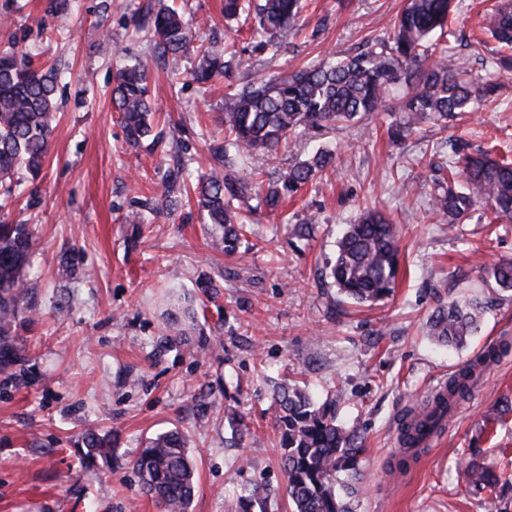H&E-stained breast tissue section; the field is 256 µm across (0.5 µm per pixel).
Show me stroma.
Wrapping results in <instances>:
<instances>
[{
    "instance_id": "35a3bbf8",
    "label": "stroma",
    "mask_w": 512,
    "mask_h": 512,
    "mask_svg": "<svg viewBox=\"0 0 512 512\" xmlns=\"http://www.w3.org/2000/svg\"><path fill=\"white\" fill-rule=\"evenodd\" d=\"M149 0H79L55 11L49 0H0L11 13L0 49L35 64L61 63L58 121L38 178L14 176L21 193L0 200V222L33 231L32 266L12 333L16 361L0 372V512H158L132 467L145 441L177 429L187 438L198 485L189 512H233L242 486H260L268 512H285L277 461L273 383L306 387L336 402L339 423H359L367 455L365 490L354 512H512V482L474 488L460 460L512 475V349L481 373L430 446L406 473L389 474L397 422L484 346L512 341V297L487 268L512 260V231L477 209L455 229L426 210L435 165L447 149L421 128L393 144L397 97L383 112L343 128L293 140L259 166L276 178L310 150L336 155L276 213L259 210L237 253L213 247L196 202L180 198L132 224L178 163L207 168V144L221 136L226 84L174 81L197 64L170 62L140 24ZM203 19L199 37L229 44L238 83L291 72L331 52L387 35L402 0H308L301 32L266 67L251 36L253 14L225 21L223 0H168ZM141 63L160 118L151 137L130 146L111 103L116 67ZM495 100L450 126L449 135L512 158V72L496 75ZM370 206L399 227L401 265L392 298L358 305L325 277L341 224ZM313 221L311 235L297 226ZM216 288L197 314L189 344L171 345L168 313L199 285ZM475 299L487 309L461 348L438 345L427 322L439 306ZM259 438L238 441L225 410ZM111 434V460L88 461L87 432Z\"/></svg>"
}]
</instances>
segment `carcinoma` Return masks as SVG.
I'll return each instance as SVG.
<instances>
[{
    "instance_id": "cac0c4a2",
    "label": "carcinoma",
    "mask_w": 512,
    "mask_h": 512,
    "mask_svg": "<svg viewBox=\"0 0 512 512\" xmlns=\"http://www.w3.org/2000/svg\"><path fill=\"white\" fill-rule=\"evenodd\" d=\"M454 0H405L392 33L361 46L324 57L291 74L279 73L239 88L228 85L224 95V141L210 148L215 164L192 174L184 169L169 172L159 198L145 205L156 213L160 204L191 180L207 223L224 228V253L242 244L247 216L241 205L256 198L274 211L280 202L297 193L332 164L335 154L317 149L307 159L266 184L263 170L254 165L257 155L271 156L292 136L307 137L322 128L357 123L383 111L387 97L399 95L405 116L389 126L399 140L423 125L441 129L462 112H475L483 98L498 89L489 80L474 83L445 64L422 67L448 35V17ZM303 0H224V19L254 11L255 34L260 47L272 54L288 46L297 31ZM155 50L173 59L196 54L198 64L190 80L207 85L230 78L234 56H225L224 43L213 40L195 45L196 29L178 10L161 4L150 20ZM484 30L500 44L493 60L496 70L512 71V2L495 5L486 15ZM63 75L55 67H37L25 54L0 51V187L12 194L20 184L5 182L15 169L25 166L36 176L46 160L49 136L57 120V88ZM147 72L140 66L115 70L112 99L122 112L129 141L136 143L152 129V106L147 97ZM452 155L438 170L448 177L438 181L430 195L428 211L448 226L461 223L477 206L492 216L491 223L512 227V162L492 152L451 144ZM251 165L249 175L240 174ZM31 231L25 224H0V367L13 364L11 331L20 309L26 267L30 265ZM399 234L394 221L377 209H363L346 225L332 257L328 277L346 298L356 303H376L389 298L398 272ZM503 292L512 290V260L499 261L486 270ZM484 303L452 301L432 316L430 335L446 346L464 347L477 333ZM470 373L463 369L448 381V392L433 406H422L400 422L404 455L390 463V470L408 467L407 452L441 429L456 404L468 391ZM275 424L280 433V459L286 475V493L292 512H351L336 486L341 477L359 479L360 463L367 449L361 431L336 422L334 412L316 405L305 389L276 385L272 392ZM89 451L113 455L109 439L95 433L83 438ZM142 489L160 512H188L197 486L196 470L177 431L151 439L133 461ZM470 483L481 488L499 483L491 469L466 466Z\"/></svg>"
}]
</instances>
